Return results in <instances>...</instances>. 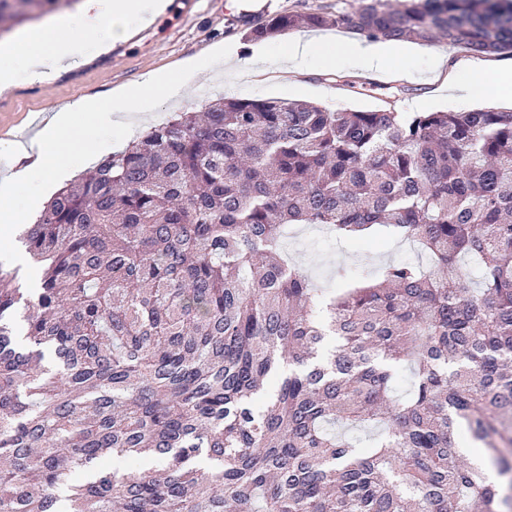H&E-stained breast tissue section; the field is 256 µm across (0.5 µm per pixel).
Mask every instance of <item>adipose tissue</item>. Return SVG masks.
Returning <instances> with one entry per match:
<instances>
[{"label": "adipose tissue", "instance_id": "ef3b65f1", "mask_svg": "<svg viewBox=\"0 0 512 512\" xmlns=\"http://www.w3.org/2000/svg\"><path fill=\"white\" fill-rule=\"evenodd\" d=\"M167 6V0H84L79 12L40 25L31 36L0 47V88H8L19 69L32 82L48 83L56 71L85 61V36H96L100 50H108L112 44L128 39L132 21H152ZM340 53L355 60L361 68L374 71L390 69L394 59L392 48L373 43L335 45L299 37L288 43L289 71L298 73L309 58L332 61ZM223 57V47L217 46L208 55L187 60L178 73L148 71L136 83L118 89L106 100L81 97L55 106L28 145L8 143L1 147L0 153L7 163L0 173V246H10L14 226L21 220L14 203L18 185L36 184L37 198L47 197L75 163H93L97 131L123 124L132 112L158 100L180 97L197 79L213 77L214 64Z\"/></svg>", "mask_w": 512, "mask_h": 512}]
</instances>
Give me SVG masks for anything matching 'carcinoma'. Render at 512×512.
Here are the masks:
<instances>
[{
	"instance_id": "1",
	"label": "carcinoma",
	"mask_w": 512,
	"mask_h": 512,
	"mask_svg": "<svg viewBox=\"0 0 512 512\" xmlns=\"http://www.w3.org/2000/svg\"><path fill=\"white\" fill-rule=\"evenodd\" d=\"M74 2L0 0V35ZM325 26L512 57V0L289 12L244 39ZM290 224L428 266L326 298L281 258ZM20 240L41 278L27 297L0 262V512H512V112L220 98ZM338 421L385 431L356 448Z\"/></svg>"
}]
</instances>
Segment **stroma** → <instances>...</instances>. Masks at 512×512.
<instances>
[{
	"label": "stroma",
	"instance_id": "stroma-1",
	"mask_svg": "<svg viewBox=\"0 0 512 512\" xmlns=\"http://www.w3.org/2000/svg\"><path fill=\"white\" fill-rule=\"evenodd\" d=\"M368 0H172L167 13L147 27L136 28L133 37L113 46L106 54L89 49L86 61L61 72L48 86L31 83L18 74L14 86L0 92V134L17 135L31 130L42 118L48 103H64L78 96L106 98L116 87L136 81L149 70L172 68L188 57L205 52L216 43L239 46L248 53L251 42L243 31L278 15L321 9L330 13L352 12ZM288 35L265 40L266 73L246 76L231 65L224 66L215 81L199 83L191 95L156 103L151 112L136 115L129 126L101 131L97 143L103 153L126 148L134 134L166 121L177 112H198L207 100L236 98H282L305 100L331 110L387 107L398 112L465 111L490 106L512 109L511 99L485 100L461 92L431 77L433 57L453 63L466 52L441 44L425 46L405 41L392 70L368 74L349 58L337 56L335 65L317 60L299 75L285 74ZM285 255L305 268L320 287L334 288L338 272L357 276L378 275L389 262L421 260L417 246L383 235H368L336 241L314 225H289Z\"/></svg>",
	"mask_w": 512,
	"mask_h": 512
}]
</instances>
